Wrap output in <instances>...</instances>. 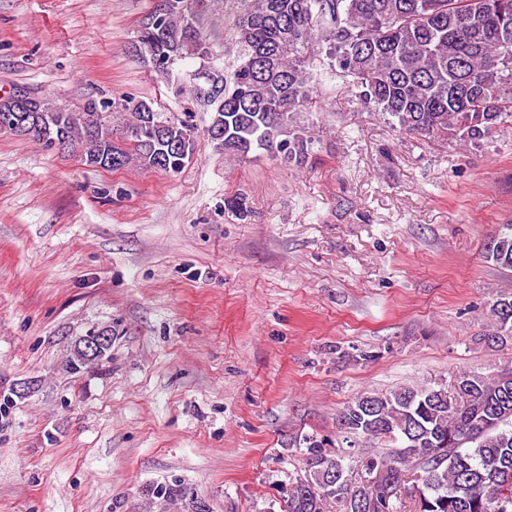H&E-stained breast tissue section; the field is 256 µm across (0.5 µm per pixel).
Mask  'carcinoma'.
I'll return each mask as SVG.
<instances>
[{
    "instance_id": "cac0c4a2",
    "label": "carcinoma",
    "mask_w": 512,
    "mask_h": 512,
    "mask_svg": "<svg viewBox=\"0 0 512 512\" xmlns=\"http://www.w3.org/2000/svg\"><path fill=\"white\" fill-rule=\"evenodd\" d=\"M185 8L151 13L138 42L156 70L166 73L186 57L211 56L189 0ZM234 32L243 48L230 73L214 72L219 91L193 93L211 108L206 134L213 146L237 153L240 142L304 164L315 143L304 111L314 100L310 47L325 49L336 76L356 99L387 117L398 132L477 148L498 128L512 126V0H237ZM146 101L121 104L129 146L114 139L112 103L90 102L61 112L37 97L28 113V139L47 149L76 148L85 164L118 169L136 159L148 171L177 174L181 156L157 155L167 145L195 152V128L179 117L150 112ZM484 258L512 272V224L484 248ZM495 324L485 340L512 337V294L489 306ZM347 437L383 440L391 447L360 458L368 475L386 473L375 512H406L398 495L406 476L422 472L405 490L414 512H512V370L470 374L457 386L402 387L364 393L336 417ZM303 472L277 489L262 512H355L368 488L350 490L351 453L306 438ZM151 497L191 512H209L190 488L175 480L150 489ZM279 510H274V506Z\"/></svg>"
}]
</instances>
